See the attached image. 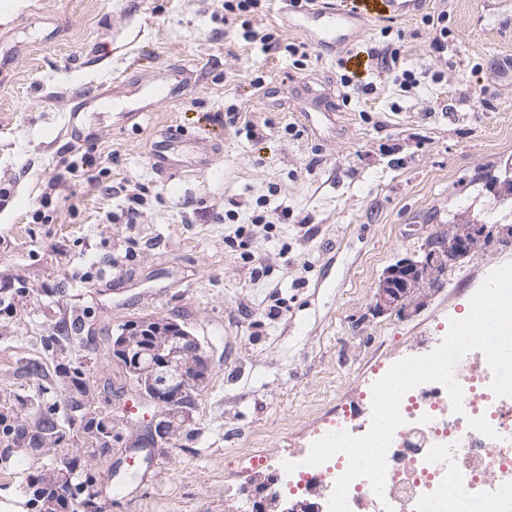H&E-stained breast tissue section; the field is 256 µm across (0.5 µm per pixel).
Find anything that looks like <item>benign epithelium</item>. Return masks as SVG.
I'll return each mask as SVG.
<instances>
[{"label": "benign epithelium", "mask_w": 512, "mask_h": 512, "mask_svg": "<svg viewBox=\"0 0 512 512\" xmlns=\"http://www.w3.org/2000/svg\"><path fill=\"white\" fill-rule=\"evenodd\" d=\"M497 244L512 245V224L448 225L447 232L426 240L423 256L403 258L385 270L374 294V311L417 312L428 292L442 286L450 263ZM112 355L138 383L143 400L160 409L152 419L153 437L171 439L189 421L196 393L212 371L211 355L178 323L155 317L132 321L122 334L112 337ZM277 481L270 477L245 489L252 512H321L308 500L285 505L274 488Z\"/></svg>", "instance_id": "7a95c632"}]
</instances>
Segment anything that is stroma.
<instances>
[{
  "mask_svg": "<svg viewBox=\"0 0 512 512\" xmlns=\"http://www.w3.org/2000/svg\"><path fill=\"white\" fill-rule=\"evenodd\" d=\"M326 2L361 23L336 49L311 46L301 69L287 46L308 37L280 0L230 18L224 0L0 7V391L36 395L61 363L100 386L114 424L94 466L106 512H251L245 486L283 476L336 419H367L381 370L435 350L512 263V246L492 247L449 267L414 315L371 309L386 268L429 236L512 214L484 182L512 165V0H425L390 20L361 18L362 0ZM441 14L439 57L425 18ZM386 26L406 35L411 92L381 63ZM250 28L275 33L278 51L245 42ZM341 60L367 93L341 85ZM169 69L182 75L173 100L136 114L119 97L71 140L81 94L146 89ZM166 137L184 165L171 180L150 158ZM273 210L277 223L256 222ZM154 316L185 326L214 364L191 422L130 481L156 409L107 352L122 325ZM64 325L82 346L47 348Z\"/></svg>",
  "mask_w": 512,
  "mask_h": 512,
  "instance_id": "stroma-1",
  "label": "stroma"
}]
</instances>
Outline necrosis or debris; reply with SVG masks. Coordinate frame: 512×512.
<instances>
[{"label": "necrosis or debris", "instance_id": "1", "mask_svg": "<svg viewBox=\"0 0 512 512\" xmlns=\"http://www.w3.org/2000/svg\"><path fill=\"white\" fill-rule=\"evenodd\" d=\"M463 411L454 413L445 387L426 382L405 393L404 423L392 445L403 452L404 467H388L386 485L401 512H448L453 499L471 512H512V494L481 493L482 475L498 469L512 479V397L496 396L492 373H473L459 361ZM497 451L487 454V443Z\"/></svg>", "mask_w": 512, "mask_h": 512}]
</instances>
